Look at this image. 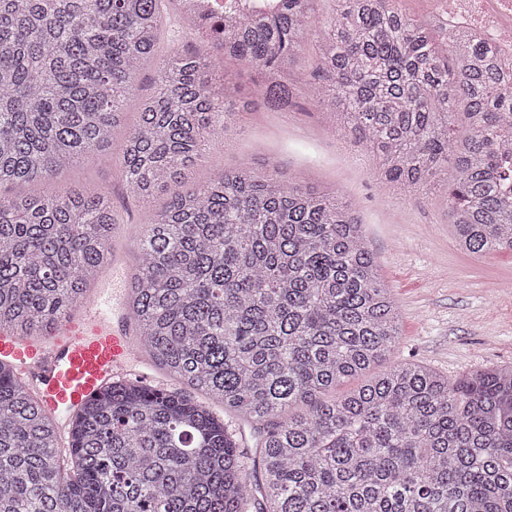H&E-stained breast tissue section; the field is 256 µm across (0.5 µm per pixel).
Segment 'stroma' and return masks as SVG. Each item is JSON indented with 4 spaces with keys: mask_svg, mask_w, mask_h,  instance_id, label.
I'll return each instance as SVG.
<instances>
[{
    "mask_svg": "<svg viewBox=\"0 0 512 512\" xmlns=\"http://www.w3.org/2000/svg\"><path fill=\"white\" fill-rule=\"evenodd\" d=\"M276 163L350 202L360 216L381 277L402 315L389 364L416 362L454 379L485 367L512 364V254L462 250L448 223L445 198L415 199L377 180L373 161L341 138L309 99L285 112L254 105L210 153L188 169L183 187L222 169ZM91 181L106 190L120 215L112 249L127 270L137 266L131 239L151 207L123 186L115 165L89 162L49 182L7 185L0 191L50 195Z\"/></svg>",
    "mask_w": 512,
    "mask_h": 512,
    "instance_id": "obj_1",
    "label": "stroma"
}]
</instances>
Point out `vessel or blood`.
<instances>
[{
    "label": "vessel or blood",
    "mask_w": 512,
    "mask_h": 512,
    "mask_svg": "<svg viewBox=\"0 0 512 512\" xmlns=\"http://www.w3.org/2000/svg\"><path fill=\"white\" fill-rule=\"evenodd\" d=\"M137 333L121 294L102 286L38 337L0 330V362L38 397L65 436L85 400L112 382L155 384L134 350Z\"/></svg>",
    "instance_id": "b4317fda"
}]
</instances>
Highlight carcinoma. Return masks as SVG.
<instances>
[{
    "label": "carcinoma",
    "mask_w": 512,
    "mask_h": 512,
    "mask_svg": "<svg viewBox=\"0 0 512 512\" xmlns=\"http://www.w3.org/2000/svg\"><path fill=\"white\" fill-rule=\"evenodd\" d=\"M323 2L284 0L246 21L215 12L193 35L260 68L270 110L302 93L292 70L310 69L311 97L378 176L440 192L464 250L512 252L500 160L512 154V66L394 0ZM163 3L177 6L0 0V187L109 158L133 108L119 170L148 201L249 110L236 83L216 91L205 53L158 58ZM154 64L155 93L134 96ZM117 223L94 184L0 194V328L37 336L76 308ZM135 242L138 350L207 401L114 382L86 401L63 452L54 419L0 363V512H512V365L453 382L416 363L373 372L401 315L349 202L274 163L243 166L172 196Z\"/></svg>",
    "instance_id": "obj_1"
}]
</instances>
